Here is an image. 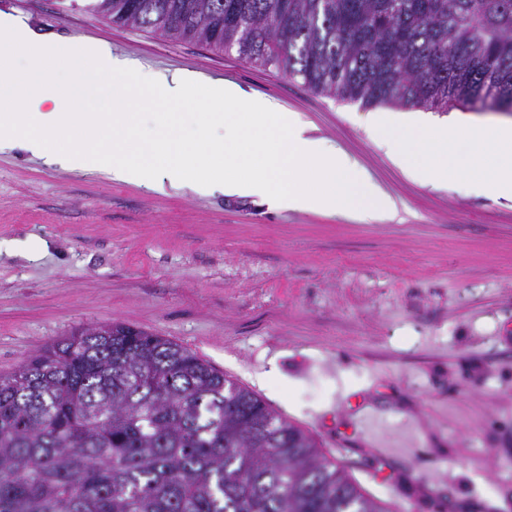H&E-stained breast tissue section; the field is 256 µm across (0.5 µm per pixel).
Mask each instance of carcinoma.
<instances>
[{
  "mask_svg": "<svg viewBox=\"0 0 512 512\" xmlns=\"http://www.w3.org/2000/svg\"><path fill=\"white\" fill-rule=\"evenodd\" d=\"M330 97L512 111V0H93ZM0 512H392L164 336L85 328L0 375Z\"/></svg>",
  "mask_w": 512,
  "mask_h": 512,
  "instance_id": "cac0c4a2",
  "label": "carcinoma"
}]
</instances>
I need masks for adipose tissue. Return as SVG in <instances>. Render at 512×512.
<instances>
[{"instance_id":"1","label":"adipose tissue","mask_w":512,"mask_h":512,"mask_svg":"<svg viewBox=\"0 0 512 512\" xmlns=\"http://www.w3.org/2000/svg\"><path fill=\"white\" fill-rule=\"evenodd\" d=\"M0 51L19 71L18 79L0 81V143L48 164L102 168L143 186L163 176L199 194L219 188L277 208L403 221L401 202L355 159L310 136L297 113L245 95L235 83L202 88L188 73L141 79L102 43L41 34L9 14L0 16ZM92 77L104 83L111 111L81 110ZM188 103L200 119L194 142L182 131L180 108ZM366 124L393 163L421 184L512 199V122H429L375 112Z\"/></svg>"}]
</instances>
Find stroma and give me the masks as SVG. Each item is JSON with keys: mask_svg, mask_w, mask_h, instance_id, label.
<instances>
[{"mask_svg": "<svg viewBox=\"0 0 512 512\" xmlns=\"http://www.w3.org/2000/svg\"><path fill=\"white\" fill-rule=\"evenodd\" d=\"M38 32L108 43L137 73L190 71L299 113L406 209L400 224L271 210L0 149V374L72 331L168 337L311 433L377 501L512 512V200L410 178L367 107L236 52L0 0ZM378 411L365 447L363 407Z\"/></svg>", "mask_w": 512, "mask_h": 512, "instance_id": "stroma-1", "label": "stroma"}]
</instances>
